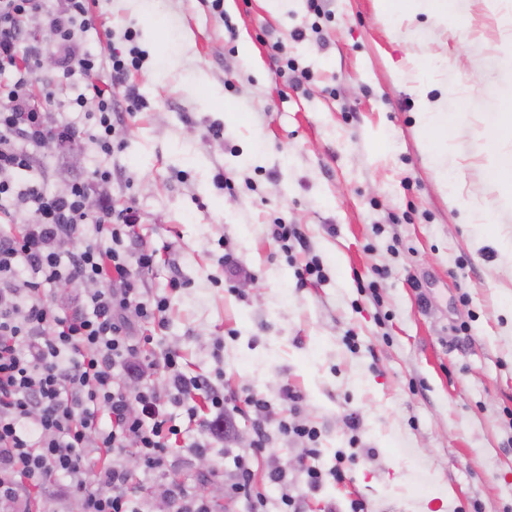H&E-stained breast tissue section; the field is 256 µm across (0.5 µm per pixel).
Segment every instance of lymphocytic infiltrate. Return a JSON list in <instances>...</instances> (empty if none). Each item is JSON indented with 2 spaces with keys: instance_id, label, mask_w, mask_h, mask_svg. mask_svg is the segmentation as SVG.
Listing matches in <instances>:
<instances>
[{
  "instance_id": "obj_1",
  "label": "lymphocytic infiltrate",
  "mask_w": 512,
  "mask_h": 512,
  "mask_svg": "<svg viewBox=\"0 0 512 512\" xmlns=\"http://www.w3.org/2000/svg\"><path fill=\"white\" fill-rule=\"evenodd\" d=\"M95 0H60L45 11L44 0H0V212L34 209L37 222L14 233L0 231V504L29 512L33 494L52 488L62 498L80 499L82 512H151L150 501L137 494L124 465L135 449L149 469L167 470L168 435L178 427L163 404L186 403L204 395L215 418L188 406L190 429L199 439L194 453H204L213 429L235 430L224 410L223 389L210 378L189 376L178 368L177 352H166L164 387L122 389L115 368L142 376L139 340L133 322L164 327L169 301L144 298L141 273L156 254L135 243L137 215L133 206L118 207L100 199L96 213L86 200L94 188L112 181L107 169L90 180H75L58 192H46L39 180L31 147L49 142L65 151L79 142L108 155L114 148L116 109L141 111L145 102L126 79L143 61L134 32H126L127 53L110 57L91 50L79 33L97 24ZM44 12L63 77L91 80L90 94L70 100L72 111L91 122L75 127L54 120L32 98L33 66L42 47L26 40V18ZM112 83L125 84L122 107L112 91L97 85L102 68ZM27 172V181L13 179ZM82 285L86 291L65 306L45 300V286ZM139 412H131V405ZM109 427H101V416ZM66 482H59V475Z\"/></svg>"
}]
</instances>
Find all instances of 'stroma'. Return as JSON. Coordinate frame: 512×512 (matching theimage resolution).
<instances>
[{
  "label": "stroma",
  "mask_w": 512,
  "mask_h": 512,
  "mask_svg": "<svg viewBox=\"0 0 512 512\" xmlns=\"http://www.w3.org/2000/svg\"><path fill=\"white\" fill-rule=\"evenodd\" d=\"M393 8L390 21L381 0H324L319 16L308 0H224L228 30L204 0H95L101 24L82 41L144 52L128 83L146 106L112 155L37 148L44 188L111 170L113 201L135 204L158 253L141 287L170 301L142 359L178 351L184 373L223 385L239 429L268 437L261 452L210 440L202 476L197 435L181 433L167 475L133 468L143 496L172 477L223 488L220 512H253L227 491L241 454L264 512H284L285 490L306 512H351L355 499L365 512H512V259L500 246L512 203L476 184L493 154L512 153L493 123L512 110V0H447L440 25L432 0ZM285 57L309 70L302 86ZM425 107L438 114L429 132ZM280 220L305 248L273 240ZM313 258L325 279L298 287ZM282 419L319 430V487ZM338 465L341 483L328 475ZM281 466L284 489L269 479Z\"/></svg>",
  "instance_id": "1"
}]
</instances>
